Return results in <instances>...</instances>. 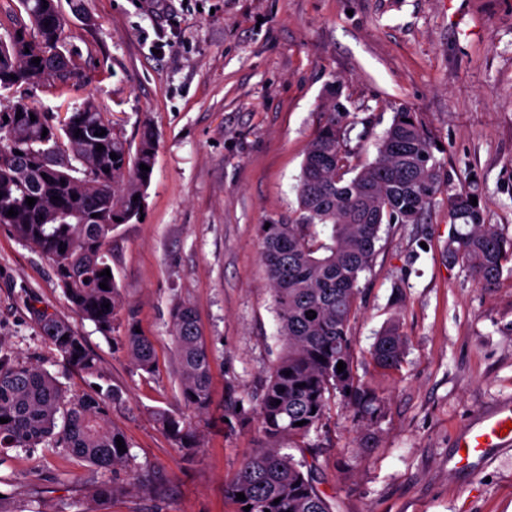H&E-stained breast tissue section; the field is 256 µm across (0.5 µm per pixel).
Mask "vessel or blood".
<instances>
[{"label":"vessel or blood","mask_w":512,"mask_h":512,"mask_svg":"<svg viewBox=\"0 0 512 512\" xmlns=\"http://www.w3.org/2000/svg\"><path fill=\"white\" fill-rule=\"evenodd\" d=\"M512 402H504L482 415L479 420L467 427L458 437L455 448V466L467 468L473 460L484 459L489 449L512 447Z\"/></svg>","instance_id":"1"}]
</instances>
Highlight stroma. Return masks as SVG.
<instances>
[{"label": "stroma", "instance_id": "obj_1", "mask_svg": "<svg viewBox=\"0 0 512 512\" xmlns=\"http://www.w3.org/2000/svg\"><path fill=\"white\" fill-rule=\"evenodd\" d=\"M58 0L79 52L80 80L23 91L46 112L92 99L131 145L156 142L144 217L113 233V271L126 316L153 343L154 373L66 302L47 260L0 228V344L39 364L69 392L93 377L58 356L33 315L69 321L122 393L110 421L141 466L140 483L97 502L99 474L52 448L0 461V512H237L228 487L264 440L258 423L230 429L224 403L252 400L281 349L259 254L263 224L298 207L302 163L331 103L350 146L373 161L395 112L408 110L440 148L454 186L512 238V0ZM448 199L416 224H385L350 323L353 369L381 402L360 416L332 399L295 459L313 462L331 512H512V451L454 469L461 430L512 398V257L490 286L448 254ZM191 304L212 354L211 405L187 410L174 375L171 313ZM398 318V368L370 358ZM164 408L196 434L180 451L155 423Z\"/></svg>", "mask_w": 512, "mask_h": 512}]
</instances>
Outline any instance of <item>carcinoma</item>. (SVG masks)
Returning a JSON list of instances; mask_svg holds the SVG:
<instances>
[{
  "instance_id": "cac0c4a2",
  "label": "carcinoma",
  "mask_w": 512,
  "mask_h": 512,
  "mask_svg": "<svg viewBox=\"0 0 512 512\" xmlns=\"http://www.w3.org/2000/svg\"><path fill=\"white\" fill-rule=\"evenodd\" d=\"M65 26L55 0H0V90L79 79ZM36 57L37 65L32 63ZM340 109L332 103L331 118L303 161L295 218L261 229L259 253L283 346L255 405L239 410L235 402L224 413L228 426L258 421L265 437L231 481V496L245 495L236 501L238 512H330L307 462L282 452L284 442L301 447L338 394L363 414L377 411L378 398L353 373L349 328L361 294L359 279L372 266L381 226L418 222L445 183L433 139L406 110L395 113L375 159L352 165L349 128L336 117ZM103 130L106 134L99 135ZM99 144L104 146L100 152ZM155 151L150 134L131 146L110 114L92 100L57 114L22 101L0 109V226L49 261L81 318L107 337L123 331L121 345L129 361L146 373L155 367L153 344L124 320L116 278L100 272L112 268V231L140 216L152 176L140 165L154 167ZM112 152L117 158L110 157ZM470 196L465 189L448 194L454 226L448 253L465 260L478 282L489 286L512 254V239L485 222ZM28 197L36 199L34 206L27 205ZM11 208L18 215L7 216ZM459 223L468 230L455 228ZM318 225L325 228L323 240ZM102 282L108 289L100 288ZM311 312L313 319L307 318ZM36 316L64 361L101 377L98 358L69 322L46 308ZM170 332L182 401L204 414L211 402V353L191 305L174 309ZM405 348L399 322L391 319L377 334L370 356L378 367L394 369ZM340 361L346 363L341 373ZM119 400V391L100 384L91 393L71 395L46 370L0 345V418L8 419L0 423V457L11 448H59L99 470L97 496L111 498L125 489L117 473L138 479L135 457L118 451L116 439L126 446V436L110 422L111 405ZM154 417L183 451L197 448L184 416L158 409ZM302 420L306 424L296 425Z\"/></svg>"
}]
</instances>
